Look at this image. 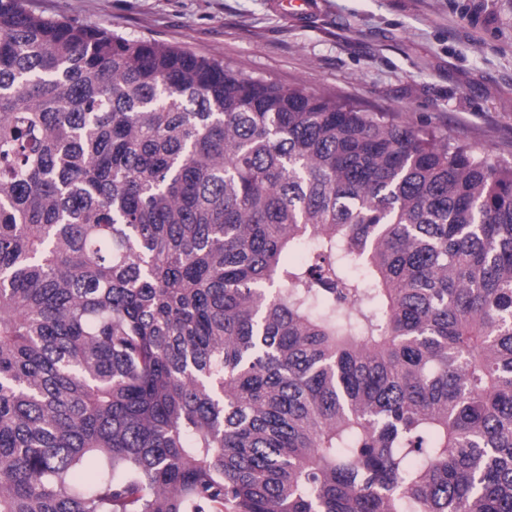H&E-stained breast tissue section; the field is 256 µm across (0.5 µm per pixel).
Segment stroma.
<instances>
[{"mask_svg":"<svg viewBox=\"0 0 512 512\" xmlns=\"http://www.w3.org/2000/svg\"><path fill=\"white\" fill-rule=\"evenodd\" d=\"M48 18L222 59L244 77L387 112L512 163V0H24ZM274 8L295 18H305L318 8L316 0H273Z\"/></svg>","mask_w":512,"mask_h":512,"instance_id":"35a3bbf8","label":"stroma"}]
</instances>
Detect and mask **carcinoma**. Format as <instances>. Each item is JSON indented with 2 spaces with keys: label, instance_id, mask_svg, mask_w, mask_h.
Returning a JSON list of instances; mask_svg holds the SVG:
<instances>
[{
  "label": "carcinoma",
  "instance_id": "carcinoma-1",
  "mask_svg": "<svg viewBox=\"0 0 512 512\" xmlns=\"http://www.w3.org/2000/svg\"><path fill=\"white\" fill-rule=\"evenodd\" d=\"M0 512H512V163L0 0Z\"/></svg>",
  "mask_w": 512,
  "mask_h": 512
}]
</instances>
